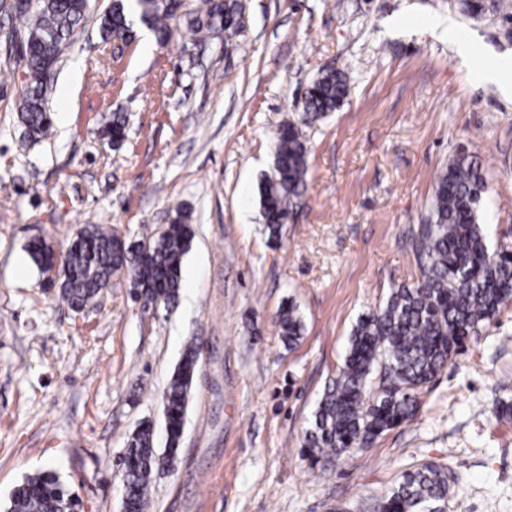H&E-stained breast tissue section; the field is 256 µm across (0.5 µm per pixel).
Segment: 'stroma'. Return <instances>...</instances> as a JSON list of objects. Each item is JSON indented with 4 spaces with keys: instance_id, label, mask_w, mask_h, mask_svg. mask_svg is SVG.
<instances>
[{
    "instance_id": "1",
    "label": "stroma",
    "mask_w": 512,
    "mask_h": 512,
    "mask_svg": "<svg viewBox=\"0 0 512 512\" xmlns=\"http://www.w3.org/2000/svg\"><path fill=\"white\" fill-rule=\"evenodd\" d=\"M242 2L231 41H162L137 22L120 43L97 23L112 0H91L35 143L0 12V504L52 470L81 512H122L116 462L141 422L164 441L162 391L198 338L178 458L154 474L147 512H367L426 462L448 473V512H512V418L493 415L512 402V306L372 447L324 466L303 447L358 316L417 282L411 237L459 147L481 165L491 244L512 249V95L474 76L512 62V29L470 18L466 0ZM331 69L349 94L304 123V95ZM116 112L117 149L103 133ZM288 121L303 127L308 186L272 240L259 190ZM180 212L193 238L167 308H143L122 275L73 311L27 251L62 250L87 224L146 242ZM289 299L305 324L292 349L276 326Z\"/></svg>"
}]
</instances>
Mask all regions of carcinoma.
Returning a JSON list of instances; mask_svg holds the SVG:
<instances>
[{"instance_id":"cac0c4a2","label":"carcinoma","mask_w":512,"mask_h":512,"mask_svg":"<svg viewBox=\"0 0 512 512\" xmlns=\"http://www.w3.org/2000/svg\"><path fill=\"white\" fill-rule=\"evenodd\" d=\"M204 16L187 19L184 33L196 36L237 34L239 0H204ZM183 0H112L100 17L103 39H126L132 21L171 36ZM6 12L15 16L11 46L27 40L13 55L22 67L21 120L27 138L48 136L52 115L47 94L64 50L90 16L89 0H15ZM346 75L320 73L308 87L303 111L313 118L336 111L348 96ZM125 118L115 113L106 128L112 144L125 139ZM308 148L300 127L282 125L276 136L273 174L260 188V204L269 238L280 236L295 200L307 188ZM484 181L481 166L466 150L456 151L437 179L429 213L412 236L420 268L413 285L393 289L383 306L361 314L354 325L343 366L312 413L305 448L311 463L323 456L348 457L368 448L385 432L410 419L417 392L432 382L459 354L464 340L477 336L501 310L512 304V251L492 247L482 223ZM191 232L177 216L153 240L128 242L90 224L82 227L60 253L42 240L27 251L44 272L58 269L60 294L73 308L94 302L120 273L130 285L148 286L158 304L179 297L180 270ZM277 324L283 343L295 347L304 324L293 302L281 307ZM201 344L184 347L163 392L166 448H155L154 428L145 422L130 436L120 460L122 512H146L153 472L173 465L181 443L186 411L196 377ZM448 474L425 464L402 474L373 512H435L448 500ZM79 501L53 471L29 474L11 491L3 512H78Z\"/></svg>"}]
</instances>
